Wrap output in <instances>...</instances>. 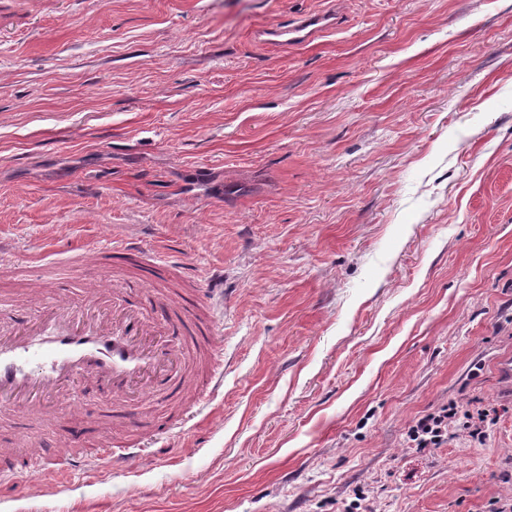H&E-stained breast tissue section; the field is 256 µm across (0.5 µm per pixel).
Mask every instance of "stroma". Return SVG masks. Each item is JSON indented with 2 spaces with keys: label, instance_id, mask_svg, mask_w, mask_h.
I'll use <instances>...</instances> for the list:
<instances>
[{
  "label": "stroma",
  "instance_id": "1",
  "mask_svg": "<svg viewBox=\"0 0 512 512\" xmlns=\"http://www.w3.org/2000/svg\"><path fill=\"white\" fill-rule=\"evenodd\" d=\"M322 13L279 47L262 29ZM170 256L223 350L204 413L114 473L0 486L7 512H490L512 499V0H0V320ZM46 257V286L22 269ZM0 414V448L99 429ZM494 404L484 442L410 447ZM103 254L108 257L113 254L119 259L139 264L142 267L148 266L150 271L149 275H154L158 272H165L168 270V266L170 265L169 260L162 255H153L148 262L144 263L142 261L143 249L136 247L132 243H128L123 246H116L113 243V248L112 246L105 247ZM485 411L478 410L477 417L470 411H464L465 421L456 425L460 420L457 406L454 404L444 406L439 411L416 420L408 429V441L413 448H440L448 442V436L456 433L450 432L452 428L464 430L472 438L482 439L485 436L484 422L488 416Z\"/></svg>",
  "mask_w": 512,
  "mask_h": 512
}]
</instances>
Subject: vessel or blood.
<instances>
[{
    "label": "vessel or blood",
    "mask_w": 512,
    "mask_h": 512,
    "mask_svg": "<svg viewBox=\"0 0 512 512\" xmlns=\"http://www.w3.org/2000/svg\"><path fill=\"white\" fill-rule=\"evenodd\" d=\"M105 255L146 263L150 273L167 271L161 255L144 258L141 248L128 243L105 247ZM193 325L173 321L167 311H147L120 289L99 288L83 306L59 299L45 305L34 323L19 322L0 333V411L51 419L80 380H97L105 389L99 407L114 421L129 417L121 397L140 403L183 395V415L202 409L206 396L194 387H181L179 377L192 350ZM146 441L116 444L105 439L98 455L113 468L142 456ZM50 461L25 454L0 462V483L39 478L51 473Z\"/></svg>",
    "instance_id": "vessel-or-blood-1"
}]
</instances>
